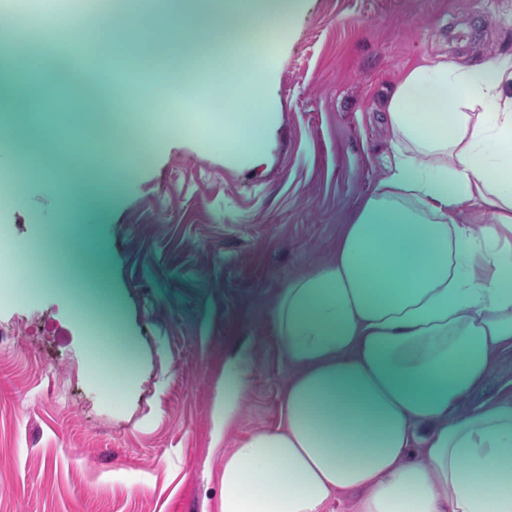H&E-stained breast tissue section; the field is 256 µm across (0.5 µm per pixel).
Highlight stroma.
Returning a JSON list of instances; mask_svg holds the SVG:
<instances>
[{
	"label": "stroma",
	"mask_w": 512,
	"mask_h": 512,
	"mask_svg": "<svg viewBox=\"0 0 512 512\" xmlns=\"http://www.w3.org/2000/svg\"><path fill=\"white\" fill-rule=\"evenodd\" d=\"M265 2L127 0L129 20L91 37L56 25L69 63L0 57V179L24 185L0 221L40 263L39 288L0 298V512H220L225 457L280 423L273 302L391 172L383 98L418 65L512 57V0H282L267 49L241 50L264 86L261 147L242 153L224 113L173 115L168 85L232 95L187 37ZM84 59L111 68L116 100L82 87ZM88 314L123 358L105 380ZM244 349L262 368L219 435ZM492 402H512L511 350L470 400ZM253 359L254 353L245 351L224 363V398L221 397L215 408L218 431H221L223 424L225 430L243 402L246 375Z\"/></svg>",
	"instance_id": "obj_1"
}]
</instances>
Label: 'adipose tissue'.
<instances>
[{
    "label": "adipose tissue",
    "mask_w": 512,
    "mask_h": 512,
    "mask_svg": "<svg viewBox=\"0 0 512 512\" xmlns=\"http://www.w3.org/2000/svg\"><path fill=\"white\" fill-rule=\"evenodd\" d=\"M382 108L392 172L273 304L281 423L225 458L221 512H512V403L468 405L512 349V63L412 68ZM475 201L489 223H457Z\"/></svg>",
    "instance_id": "ef3b65f1"
}]
</instances>
